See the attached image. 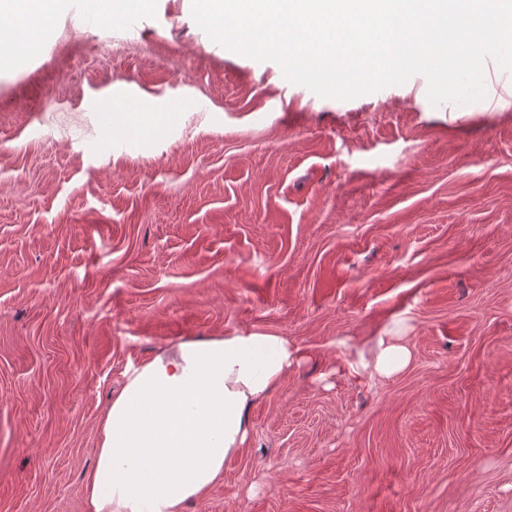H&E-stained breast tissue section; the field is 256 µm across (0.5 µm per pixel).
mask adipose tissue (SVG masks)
I'll use <instances>...</instances> for the list:
<instances>
[{
  "label": "adipose tissue",
  "mask_w": 512,
  "mask_h": 512,
  "mask_svg": "<svg viewBox=\"0 0 512 512\" xmlns=\"http://www.w3.org/2000/svg\"><path fill=\"white\" fill-rule=\"evenodd\" d=\"M65 0H0V61L31 60L63 13ZM180 109L173 103L141 120L112 116L132 139L149 144ZM398 318L369 349L356 351L357 374L389 377L412 352ZM302 358L288 338L267 332H228L179 342L130 366L105 415L87 512H184L224 477L243 448L252 404L274 392Z\"/></svg>",
  "instance_id": "ef3b65f1"
}]
</instances>
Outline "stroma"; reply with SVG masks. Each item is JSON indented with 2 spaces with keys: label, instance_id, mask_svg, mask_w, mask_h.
<instances>
[{
  "label": "stroma",
  "instance_id": "obj_1",
  "mask_svg": "<svg viewBox=\"0 0 512 512\" xmlns=\"http://www.w3.org/2000/svg\"><path fill=\"white\" fill-rule=\"evenodd\" d=\"M348 101L229 51L192 0L91 22L0 72V512H86L130 365L269 332L305 361L186 512H512V74ZM182 108L144 149L105 97ZM408 320V367L353 347Z\"/></svg>",
  "mask_w": 512,
  "mask_h": 512
}]
</instances>
